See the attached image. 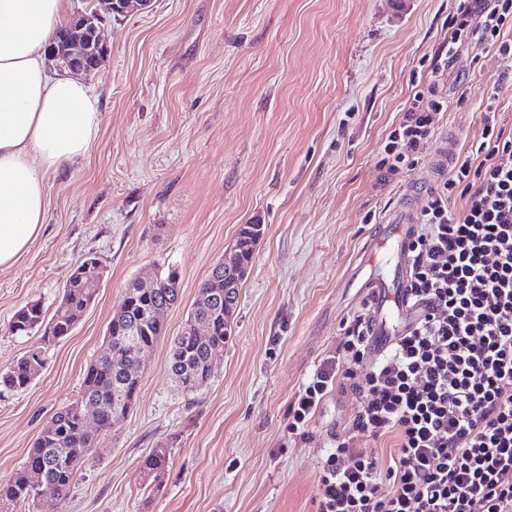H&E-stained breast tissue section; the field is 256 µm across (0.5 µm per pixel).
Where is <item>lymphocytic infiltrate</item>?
I'll return each mask as SVG.
<instances>
[{"instance_id": "f902f5d3", "label": "lymphocytic infiltrate", "mask_w": 512, "mask_h": 512, "mask_svg": "<svg viewBox=\"0 0 512 512\" xmlns=\"http://www.w3.org/2000/svg\"><path fill=\"white\" fill-rule=\"evenodd\" d=\"M474 42L512 68V0H460L431 82L389 135V172L434 135L448 109L438 79ZM408 251L414 312L390 353L368 363L370 316H353L335 359L288 409L289 434L305 439L330 390L360 398L318 472L316 512H512V132L494 113L431 192ZM385 437L386 463L365 447Z\"/></svg>"}]
</instances>
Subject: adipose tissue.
I'll use <instances>...</instances> for the list:
<instances>
[{
    "instance_id": "ef3b65f1",
    "label": "adipose tissue",
    "mask_w": 512,
    "mask_h": 512,
    "mask_svg": "<svg viewBox=\"0 0 512 512\" xmlns=\"http://www.w3.org/2000/svg\"><path fill=\"white\" fill-rule=\"evenodd\" d=\"M66 10L67 0H0V270L44 229V172L84 156L101 125L90 87L46 70Z\"/></svg>"
}]
</instances>
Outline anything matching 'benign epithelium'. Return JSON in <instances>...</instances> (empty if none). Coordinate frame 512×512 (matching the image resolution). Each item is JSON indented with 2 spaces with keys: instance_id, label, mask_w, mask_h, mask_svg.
<instances>
[{
  "instance_id": "obj_1",
  "label": "benign epithelium",
  "mask_w": 512,
  "mask_h": 512,
  "mask_svg": "<svg viewBox=\"0 0 512 512\" xmlns=\"http://www.w3.org/2000/svg\"><path fill=\"white\" fill-rule=\"evenodd\" d=\"M152 0H95L92 10L78 11L57 32L47 48V57L60 72L90 76L98 68L107 52L101 37L102 22L108 16H124L138 7H147ZM246 273L239 268L224 270V278L214 277L210 283V297L220 300L229 297L238 288Z\"/></svg>"
}]
</instances>
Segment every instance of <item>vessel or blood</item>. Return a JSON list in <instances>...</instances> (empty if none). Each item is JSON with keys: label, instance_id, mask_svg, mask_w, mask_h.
<instances>
[{"label": "vessel or blood", "instance_id": "obj_1", "mask_svg": "<svg viewBox=\"0 0 512 512\" xmlns=\"http://www.w3.org/2000/svg\"><path fill=\"white\" fill-rule=\"evenodd\" d=\"M419 220L418 207H405L395 219L374 234L363 251V262L372 266L384 255L383 271L363 283L364 299L370 308L372 349L384 351L408 319L406 281L409 270L407 248Z\"/></svg>", "mask_w": 512, "mask_h": 512}]
</instances>
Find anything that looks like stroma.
<instances>
[{
	"mask_svg": "<svg viewBox=\"0 0 512 512\" xmlns=\"http://www.w3.org/2000/svg\"><path fill=\"white\" fill-rule=\"evenodd\" d=\"M458 4L153 0L103 24L109 52L87 79L101 100L99 132L84 158L46 173L45 229L0 270V368L40 338L8 332L17 309L36 302L52 316L87 255L104 276L39 375L0 394V478L76 398L130 280L175 269L181 298L165 314V337L142 355L130 411L100 438L71 492H44L33 512H316L319 466L359 399L329 393L307 440L289 435L288 408L363 308L348 268L444 141L466 150L490 108L512 130V75L494 47L472 45L448 66V110L418 161L395 174L380 165ZM244 224L264 235L232 335L210 383L182 391L171 342ZM157 448L168 449V463L143 481Z\"/></svg>",
	"mask_w": 512,
	"mask_h": 512,
	"instance_id": "stroma-1",
	"label": "stroma"
}]
</instances>
